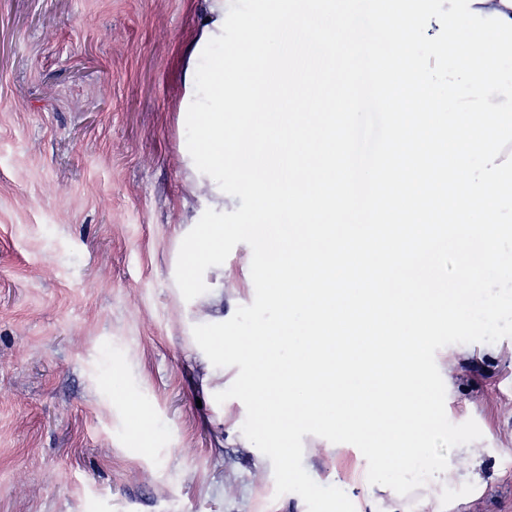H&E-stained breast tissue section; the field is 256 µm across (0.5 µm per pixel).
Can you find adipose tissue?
Returning a JSON list of instances; mask_svg holds the SVG:
<instances>
[{
    "mask_svg": "<svg viewBox=\"0 0 512 512\" xmlns=\"http://www.w3.org/2000/svg\"><path fill=\"white\" fill-rule=\"evenodd\" d=\"M181 277L194 303L201 309L219 311L224 302V226L196 224L180 239Z\"/></svg>",
    "mask_w": 512,
    "mask_h": 512,
    "instance_id": "obj_1",
    "label": "adipose tissue"
}]
</instances>
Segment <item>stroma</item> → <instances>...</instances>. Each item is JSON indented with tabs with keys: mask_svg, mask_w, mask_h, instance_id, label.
<instances>
[{
	"mask_svg": "<svg viewBox=\"0 0 512 512\" xmlns=\"http://www.w3.org/2000/svg\"><path fill=\"white\" fill-rule=\"evenodd\" d=\"M205 0H0V512H301L199 388L202 313L177 236L208 208L182 149L184 63ZM249 249L224 317L251 304ZM445 409L482 431L481 485L436 508L512 512V337L453 344ZM223 428H216V419ZM320 479L353 445L304 436Z\"/></svg>",
	"mask_w": 512,
	"mask_h": 512,
	"instance_id": "1",
	"label": "stroma"
}]
</instances>
